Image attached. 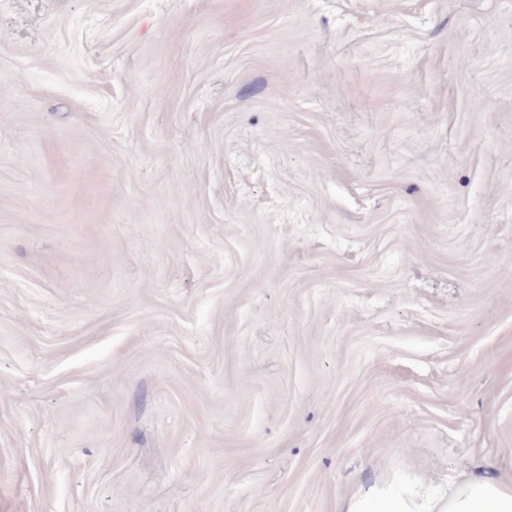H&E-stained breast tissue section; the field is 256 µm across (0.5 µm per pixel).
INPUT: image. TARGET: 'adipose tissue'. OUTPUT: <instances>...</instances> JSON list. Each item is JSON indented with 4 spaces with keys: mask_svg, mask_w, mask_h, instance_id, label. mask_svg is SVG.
Instances as JSON below:
<instances>
[{
    "mask_svg": "<svg viewBox=\"0 0 512 512\" xmlns=\"http://www.w3.org/2000/svg\"><path fill=\"white\" fill-rule=\"evenodd\" d=\"M338 512H512V481L462 472L435 493L418 485L394 490L374 485L344 501Z\"/></svg>",
    "mask_w": 512,
    "mask_h": 512,
    "instance_id": "1",
    "label": "adipose tissue"
}]
</instances>
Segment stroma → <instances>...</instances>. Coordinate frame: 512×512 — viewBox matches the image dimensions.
Segmentation results:
<instances>
[{
  "instance_id": "obj_1",
  "label": "stroma",
  "mask_w": 512,
  "mask_h": 512,
  "mask_svg": "<svg viewBox=\"0 0 512 512\" xmlns=\"http://www.w3.org/2000/svg\"><path fill=\"white\" fill-rule=\"evenodd\" d=\"M512 479V0H0V512H338Z\"/></svg>"
}]
</instances>
